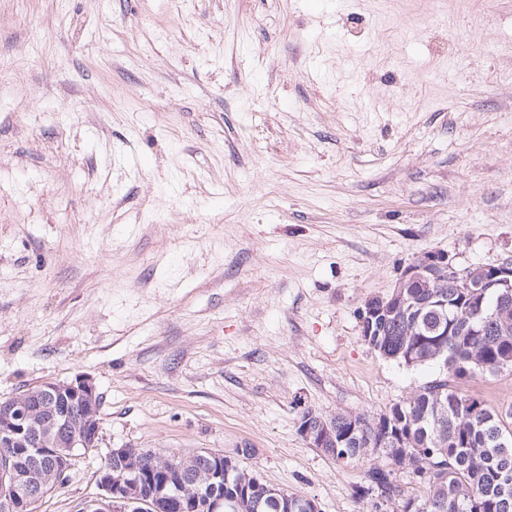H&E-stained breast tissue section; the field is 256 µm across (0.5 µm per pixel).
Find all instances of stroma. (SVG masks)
Segmentation results:
<instances>
[{"mask_svg":"<svg viewBox=\"0 0 512 512\" xmlns=\"http://www.w3.org/2000/svg\"><path fill=\"white\" fill-rule=\"evenodd\" d=\"M453 19L463 69L437 26ZM512 261V0H0V401L91 378L111 449L219 450L366 512L302 413L442 377L358 314L420 255ZM512 407V370L467 383Z\"/></svg>","mask_w":512,"mask_h":512,"instance_id":"35a3bbf8","label":"stroma"}]
</instances>
